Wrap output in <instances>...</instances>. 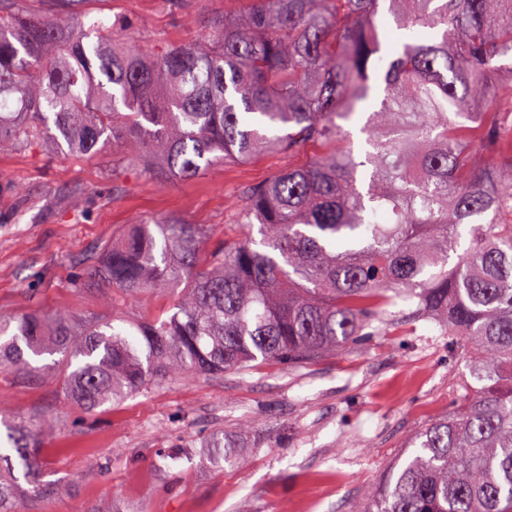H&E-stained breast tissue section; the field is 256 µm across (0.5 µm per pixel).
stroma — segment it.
Masks as SVG:
<instances>
[{"label":"stroma","mask_w":512,"mask_h":512,"mask_svg":"<svg viewBox=\"0 0 512 512\" xmlns=\"http://www.w3.org/2000/svg\"><path fill=\"white\" fill-rule=\"evenodd\" d=\"M249 6L189 0L168 11L158 0H81L79 8L91 21L121 17L155 45H206L211 18ZM324 151L309 142L191 178L126 167L108 142L80 157L0 152V314L111 317V296L84 285L76 258L159 216L205 225L217 243L248 189ZM413 308L398 302L379 335L304 366L255 361L221 376L172 375L94 414L63 399L52 356L38 358L42 370L29 381L0 372V417L43 424L48 493L24 499L20 512H352L407 439L475 383L467 361L450 354V336L411 319ZM218 429L241 450L234 468L207 460L206 437ZM96 461L105 469H93Z\"/></svg>","instance_id":"stroma-1"}]
</instances>
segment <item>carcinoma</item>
Here are the masks:
<instances>
[{
    "label": "carcinoma",
    "mask_w": 512,
    "mask_h": 512,
    "mask_svg": "<svg viewBox=\"0 0 512 512\" xmlns=\"http://www.w3.org/2000/svg\"><path fill=\"white\" fill-rule=\"evenodd\" d=\"M0 0V151L78 154L110 141L136 164L185 178L228 158L307 142L331 146L242 197L235 224L203 249L202 224H135L86 260V276L126 297L173 292L167 311L78 323L65 310L0 315V369L61 356L84 412L122 403L171 374L220 375L256 360L300 366L389 326L397 301L455 338L481 386L422 426L413 451L354 512H512V165H475L469 132L512 147V0H250L209 45L144 52L130 27L84 15L23 13ZM391 17L395 40L376 23ZM488 86L481 102L472 88ZM371 150L343 145L373 88ZM369 177L359 189V176ZM0 512H19L20 469L41 483V425L3 421ZM216 463L235 444L210 440Z\"/></svg>",
    "instance_id": "1"
}]
</instances>
